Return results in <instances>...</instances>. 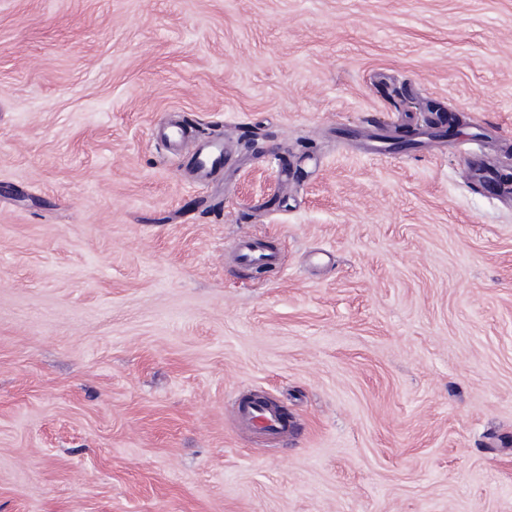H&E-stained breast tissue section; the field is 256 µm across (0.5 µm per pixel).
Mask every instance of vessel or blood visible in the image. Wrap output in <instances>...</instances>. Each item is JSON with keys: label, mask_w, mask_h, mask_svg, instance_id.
Listing matches in <instances>:
<instances>
[{"label": "vessel or blood", "mask_w": 512, "mask_h": 512, "mask_svg": "<svg viewBox=\"0 0 512 512\" xmlns=\"http://www.w3.org/2000/svg\"><path fill=\"white\" fill-rule=\"evenodd\" d=\"M156 137L165 150L173 155L181 154L186 146H193L192 174L201 182L206 181L216 170L221 169L227 157L223 141L218 139L195 141L192 126L184 122L158 127ZM232 250L237 265L242 267L258 265L277 267L281 264L278 252L260 248L257 240L248 236L237 238ZM232 407L241 424L260 434L278 436L288 431V423L276 405L249 403L238 397L234 399Z\"/></svg>", "instance_id": "1"}]
</instances>
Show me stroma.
<instances>
[{"mask_svg": "<svg viewBox=\"0 0 512 512\" xmlns=\"http://www.w3.org/2000/svg\"><path fill=\"white\" fill-rule=\"evenodd\" d=\"M185 114L205 182L151 137ZM481 166L512 0H0V512H512ZM253 390L292 433L238 426ZM227 153L220 139L199 141L192 154V174L200 182L206 181L212 173L224 166ZM258 242L250 236H241L233 242L232 250L237 265L242 267L258 265L280 267L279 252L262 249L258 246Z\"/></svg>", "mask_w": 512, "mask_h": 512, "instance_id": "35a3bbf8", "label": "stroma"}]
</instances>
